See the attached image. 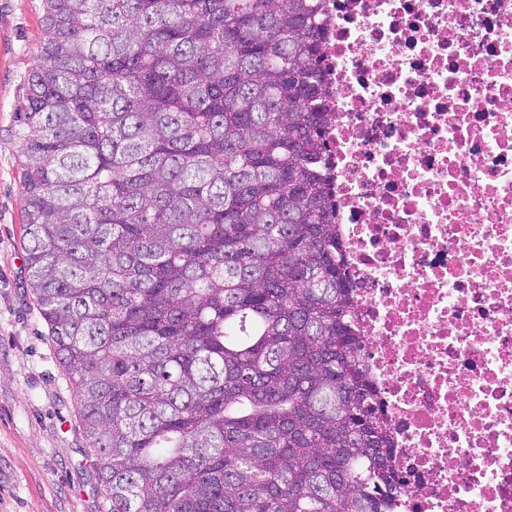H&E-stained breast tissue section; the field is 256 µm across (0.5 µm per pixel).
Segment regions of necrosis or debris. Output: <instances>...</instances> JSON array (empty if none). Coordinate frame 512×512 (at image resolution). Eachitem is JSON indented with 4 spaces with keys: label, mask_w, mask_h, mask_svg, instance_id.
I'll use <instances>...</instances> for the list:
<instances>
[{
    "label": "necrosis or debris",
    "mask_w": 512,
    "mask_h": 512,
    "mask_svg": "<svg viewBox=\"0 0 512 512\" xmlns=\"http://www.w3.org/2000/svg\"><path fill=\"white\" fill-rule=\"evenodd\" d=\"M320 67L396 512H512V0H325Z\"/></svg>",
    "instance_id": "1"
}]
</instances>
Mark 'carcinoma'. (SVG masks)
<instances>
[{"mask_svg": "<svg viewBox=\"0 0 512 512\" xmlns=\"http://www.w3.org/2000/svg\"><path fill=\"white\" fill-rule=\"evenodd\" d=\"M323 0H45L26 276L112 512H387L324 177Z\"/></svg>", "mask_w": 512, "mask_h": 512, "instance_id": "carcinoma-1", "label": "carcinoma"}]
</instances>
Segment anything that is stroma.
<instances>
[{
    "instance_id": "obj_1",
    "label": "stroma",
    "mask_w": 512,
    "mask_h": 512,
    "mask_svg": "<svg viewBox=\"0 0 512 512\" xmlns=\"http://www.w3.org/2000/svg\"><path fill=\"white\" fill-rule=\"evenodd\" d=\"M44 0H0V512H111L76 392L26 285L16 111Z\"/></svg>"
}]
</instances>
